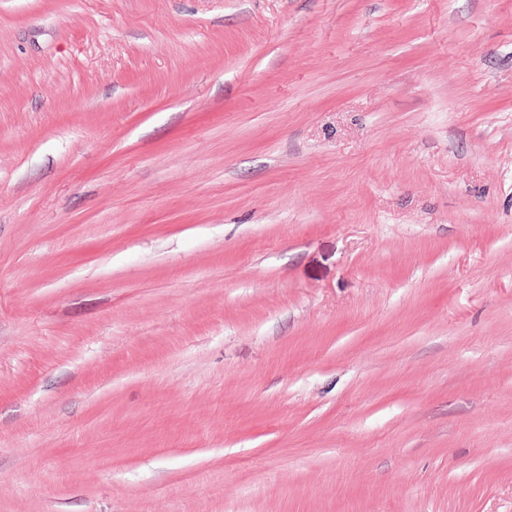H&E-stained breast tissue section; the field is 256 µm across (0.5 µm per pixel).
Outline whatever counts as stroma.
<instances>
[{
    "label": "stroma",
    "mask_w": 512,
    "mask_h": 512,
    "mask_svg": "<svg viewBox=\"0 0 512 512\" xmlns=\"http://www.w3.org/2000/svg\"><path fill=\"white\" fill-rule=\"evenodd\" d=\"M0 512H512V0H0Z\"/></svg>",
    "instance_id": "stroma-1"
}]
</instances>
